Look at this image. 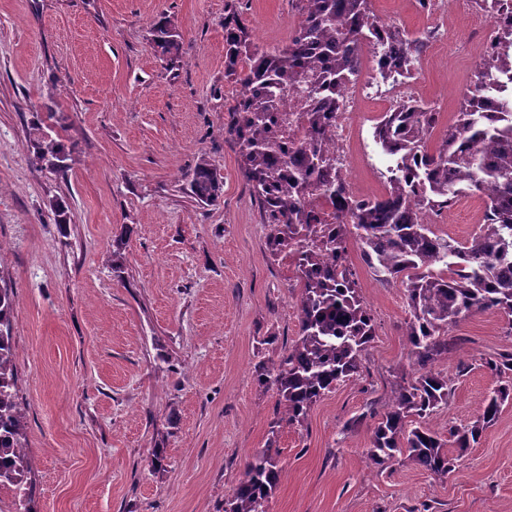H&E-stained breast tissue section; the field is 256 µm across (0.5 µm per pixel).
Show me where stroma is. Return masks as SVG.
Segmentation results:
<instances>
[{"label": "stroma", "instance_id": "obj_1", "mask_svg": "<svg viewBox=\"0 0 512 512\" xmlns=\"http://www.w3.org/2000/svg\"><path fill=\"white\" fill-rule=\"evenodd\" d=\"M241 15L270 50L298 25L293 0H0V284L13 288L19 399L35 483L33 512H224L246 462L275 441L281 482L270 512H512V402L445 476L406 457L366 456L367 403L385 411L414 367L403 288L355 278L376 329L360 376L271 433L276 394L255 364L298 331L294 267L270 254L265 216L224 133L235 86L224 20ZM183 41L158 59L152 27ZM435 111L458 112L477 63L427 49ZM41 122L70 149L63 173L29 147ZM207 159L221 197L188 181ZM65 201L68 222L52 204ZM122 246L127 280L112 277ZM507 321L474 313L434 363L454 393L430 424H472L497 379L486 358L512 348ZM160 465H152L154 453ZM152 32V41L160 59L166 61L167 65H173L183 50L180 34L175 32V27L166 19L156 22Z\"/></svg>", "mask_w": 512, "mask_h": 512}]
</instances>
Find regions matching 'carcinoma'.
I'll use <instances>...</instances> for the list:
<instances>
[{
    "mask_svg": "<svg viewBox=\"0 0 512 512\" xmlns=\"http://www.w3.org/2000/svg\"><path fill=\"white\" fill-rule=\"evenodd\" d=\"M373 0H296L299 23L283 46L261 50L240 17L224 19V75L236 84L234 104L224 133L239 148L251 194L266 216L274 256L295 255L299 326L296 338L275 359L255 365L257 382L275 391V429L301 425L317 401L336 386L357 377L375 328L370 309L359 295L350 260L355 245L378 281L398 283L406 292L410 318L404 336L415 375L396 384L387 410L371 430L367 457L384 465L405 455L426 470L446 475L454 468L447 443L430 419L448 405L452 378L433 371L438 357L455 345L451 327L481 311L509 317L512 338V24L497 36L499 53L480 71L468 90L454 124L438 145L430 146L439 113L428 104L401 103L383 114L376 142L396 158L386 193L354 199L348 183L334 173L335 160L311 145L286 162L270 152V102L299 88L312 101L310 122L319 130L341 110L346 86L362 68L366 47L389 46L392 55L378 60L380 77L388 66L412 73L428 48L425 34L413 36L394 24H382ZM160 59L174 64L182 54L180 34L170 21L153 26ZM29 143L34 158L52 172L53 161L67 153L32 124ZM223 184L202 158L189 180L192 197L214 202ZM314 189L336 203V223L322 224L303 200ZM465 193L482 201L484 223L471 241L455 246L424 223V214L448 209ZM112 274L125 280L122 244L112 251ZM15 296L0 288V488L14 504L32 500L33 485L26 448V416L18 397L12 316ZM504 380L485 400L482 414L469 428H451L460 450L478 443L512 398V350L485 360ZM274 442L252 456L224 512H268L282 468Z\"/></svg>",
    "mask_w": 512,
    "mask_h": 512,
    "instance_id": "obj_1",
    "label": "carcinoma"
}]
</instances>
